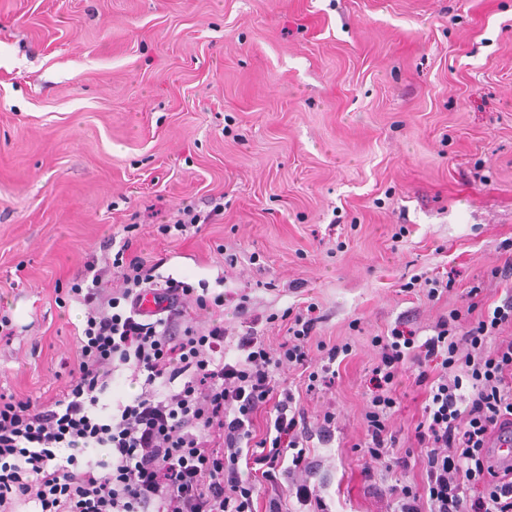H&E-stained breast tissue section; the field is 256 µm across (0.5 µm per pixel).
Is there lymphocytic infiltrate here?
I'll list each match as a JSON object with an SVG mask.
<instances>
[{
  "instance_id": "lymphocytic-infiltrate-1",
  "label": "lymphocytic infiltrate",
  "mask_w": 512,
  "mask_h": 512,
  "mask_svg": "<svg viewBox=\"0 0 512 512\" xmlns=\"http://www.w3.org/2000/svg\"><path fill=\"white\" fill-rule=\"evenodd\" d=\"M112 266L122 278L117 291L103 294L102 273L91 264L87 280L68 291L86 320L65 389L44 399L0 392V512L26 502L37 512H253L257 480L275 486L311 471L307 444L330 441L335 417L324 414L311 428L280 374L304 368L317 382L349 344L318 343L327 362L310 370L316 319L299 311L278 347L249 329L228 360L223 324L201 330L191 316L222 307L223 295L158 281L121 249ZM148 292L162 317L138 312ZM506 326L512 293L473 323L451 311L422 340L407 326L373 338L379 357L364 413L371 461L408 464L387 427L404 365L415 364V384L430 388L415 428L421 485L393 486L397 512H512V477L494 470L487 448L494 429L512 426V340L499 337ZM124 369L141 391L104 411L100 397ZM265 409L275 415L274 432L260 436L255 420Z\"/></svg>"
}]
</instances>
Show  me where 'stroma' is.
Wrapping results in <instances>:
<instances>
[{"mask_svg": "<svg viewBox=\"0 0 512 512\" xmlns=\"http://www.w3.org/2000/svg\"><path fill=\"white\" fill-rule=\"evenodd\" d=\"M111 236L157 280L246 296L197 317L228 335L248 316L278 345L314 305L315 340L352 351L302 398L332 442L277 492L394 512L421 472L360 448L372 337L512 291V0H0V389H64L85 308L55 298L90 262L121 286ZM399 381L388 425L413 449L428 392Z\"/></svg>", "mask_w": 512, "mask_h": 512, "instance_id": "stroma-1", "label": "stroma"}]
</instances>
